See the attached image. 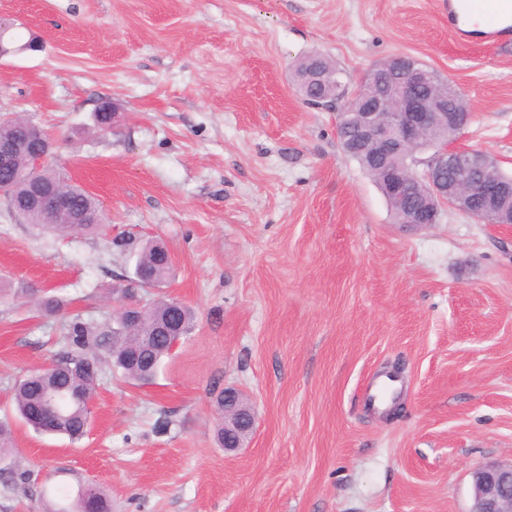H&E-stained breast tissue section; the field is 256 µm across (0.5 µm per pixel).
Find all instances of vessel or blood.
<instances>
[{
	"mask_svg": "<svg viewBox=\"0 0 512 512\" xmlns=\"http://www.w3.org/2000/svg\"><path fill=\"white\" fill-rule=\"evenodd\" d=\"M448 24L487 42L512 35V0H448Z\"/></svg>",
	"mask_w": 512,
	"mask_h": 512,
	"instance_id": "vessel-or-blood-1",
	"label": "vessel or blood"
}]
</instances>
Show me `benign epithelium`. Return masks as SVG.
<instances>
[{
  "label": "benign epithelium",
  "mask_w": 512,
  "mask_h": 512,
  "mask_svg": "<svg viewBox=\"0 0 512 512\" xmlns=\"http://www.w3.org/2000/svg\"><path fill=\"white\" fill-rule=\"evenodd\" d=\"M312 78L318 89L331 87L336 94H309L304 100L315 106L342 103L337 134L344 143L347 130L353 129L361 151L383 175L386 192L406 203L399 223L419 228L435 224L443 205L484 224L503 223V206L512 198V182L478 175L489 161L488 153L450 148L446 142L431 143L433 152L426 160L412 152L415 143L435 124L448 126L459 135L472 118L470 113L448 111L447 99L430 93L433 76L426 65L412 57L395 58L384 92L372 90V73L352 89L336 70H318ZM32 137L43 139L40 127H22L0 136L1 171L11 168L14 156ZM49 155L47 147L32 154L29 204L69 214L72 223L80 224L81 217L71 214L69 194L60 190L47 193L36 178ZM141 306L142 302L131 295L121 298L112 323H124L129 328L139 326L142 314L134 309ZM256 422V410L242 393L232 386L224 388V450L242 448L255 431ZM471 484L468 512H512V463L475 468Z\"/></svg>",
  "instance_id": "1"
}]
</instances>
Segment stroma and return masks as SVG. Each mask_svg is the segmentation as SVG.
Wrapping results in <instances>:
<instances>
[{
    "instance_id": "stroma-1",
    "label": "stroma",
    "mask_w": 512,
    "mask_h": 512,
    "mask_svg": "<svg viewBox=\"0 0 512 512\" xmlns=\"http://www.w3.org/2000/svg\"><path fill=\"white\" fill-rule=\"evenodd\" d=\"M0 18V113L46 128L49 167L107 218L58 238L0 204V276L25 289L0 297V418L65 320L111 321L135 264L113 238L165 243L172 275L142 295L196 315L154 384L105 375L81 442L14 420L0 468L32 479L0 478V512L88 481L112 512H468L471 469L512 462V224H399L291 67L320 53L353 84L410 55L468 100L460 145L512 174V42L460 43L448 0H0ZM45 292L62 313L36 311ZM392 369L390 416L367 386ZM228 385L257 411L235 453L216 440Z\"/></svg>"
}]
</instances>
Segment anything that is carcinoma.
I'll use <instances>...</instances> for the list:
<instances>
[{"label": "carcinoma", "instance_id": "carcinoma-1", "mask_svg": "<svg viewBox=\"0 0 512 512\" xmlns=\"http://www.w3.org/2000/svg\"><path fill=\"white\" fill-rule=\"evenodd\" d=\"M46 186L67 188L65 176L52 168L45 167L39 175ZM72 209L84 216L85 223L71 224L69 218L41 209H29L24 220L29 224L55 235L93 234L100 230L101 212L95 197L79 187L71 190ZM135 241L119 238L113 246L121 251H135L134 277L141 287H158L169 278L173 265L167 260V248L156 240H148L139 248ZM172 298L153 299L143 305L144 324L139 331H128L123 327H112L92 319L76 317L64 326V339L67 349L55 364L43 370L33 371L17 380L13 387V403L18 417L27 422V413L40 404L49 391L75 396L71 402L63 401L55 417L53 434L68 438L72 443L79 442L87 433L84 429L88 411L87 403L100 387L104 369L120 373L125 379L137 385L155 381L162 361L171 354V346L165 336L150 340L147 358L149 368L134 361L133 350L136 344L144 341L154 325L165 321ZM64 308V303L54 295H43L38 302V310L44 315H54ZM104 356H99V351ZM19 454L12 423L0 420V458ZM89 498L95 501L94 510H89L87 499L70 496L61 491L62 501L46 506L44 512H112V504L104 492L94 483L87 484Z\"/></svg>", "mask_w": 512, "mask_h": 512}]
</instances>
